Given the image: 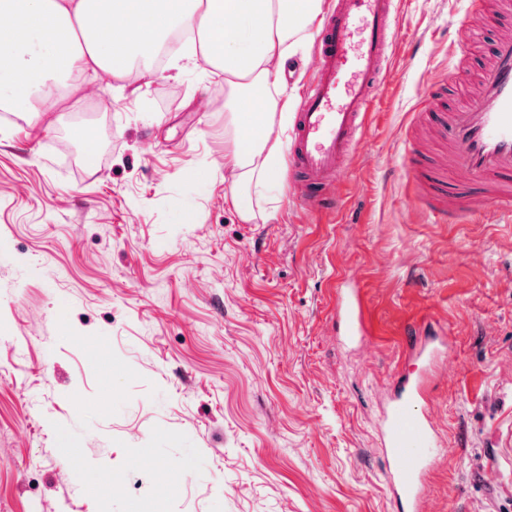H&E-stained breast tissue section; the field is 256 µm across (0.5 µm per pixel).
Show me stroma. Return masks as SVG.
Instances as JSON below:
<instances>
[{
  "instance_id": "obj_1",
  "label": "stroma",
  "mask_w": 512,
  "mask_h": 512,
  "mask_svg": "<svg viewBox=\"0 0 512 512\" xmlns=\"http://www.w3.org/2000/svg\"><path fill=\"white\" fill-rule=\"evenodd\" d=\"M397 6L334 213L283 161L240 221L199 70L0 115V512H400L381 422L424 342L422 512H512V225L433 223L404 153L444 160L424 92L456 100L512 17L461 36L465 0ZM342 288L369 326L349 343Z\"/></svg>"
}]
</instances>
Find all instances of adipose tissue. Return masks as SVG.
Listing matches in <instances>:
<instances>
[{"mask_svg":"<svg viewBox=\"0 0 512 512\" xmlns=\"http://www.w3.org/2000/svg\"><path fill=\"white\" fill-rule=\"evenodd\" d=\"M324 0H0V105L44 111L49 76L86 86L104 79L133 86L157 43L191 34L166 72L193 66L221 78L227 101L224 170L241 220L255 217L278 169L288 121L284 75L320 29Z\"/></svg>","mask_w":512,"mask_h":512,"instance_id":"ef3b65f1","label":"adipose tissue"}]
</instances>
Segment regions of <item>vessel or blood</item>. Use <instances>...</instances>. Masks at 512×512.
Wrapping results in <instances>:
<instances>
[{
  "label": "vessel or blood",
  "instance_id": "b4317fda",
  "mask_svg": "<svg viewBox=\"0 0 512 512\" xmlns=\"http://www.w3.org/2000/svg\"><path fill=\"white\" fill-rule=\"evenodd\" d=\"M394 0H335L316 45L318 67L296 114L288 153V170L305 206L316 212L338 205L331 188L342 162L361 142L364 122L377 84L389 64L396 28ZM462 104L426 113L427 126L447 143L453 171L485 185L481 200L462 197L456 185L441 184L423 193L437 224L487 217L512 222V37L501 36L488 49V61ZM341 333L365 335L359 299L338 296ZM425 378L406 379L382 425L390 458V490L403 512H417L419 488L439 448L422 410Z\"/></svg>",
  "mask_w": 512,
  "mask_h": 512
}]
</instances>
